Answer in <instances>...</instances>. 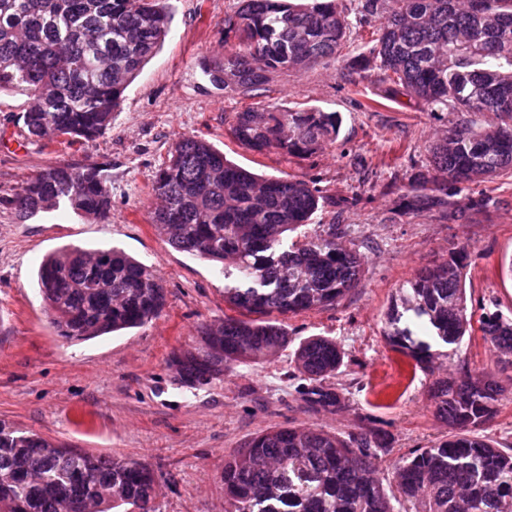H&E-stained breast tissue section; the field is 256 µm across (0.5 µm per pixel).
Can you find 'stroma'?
<instances>
[{"mask_svg":"<svg viewBox=\"0 0 512 512\" xmlns=\"http://www.w3.org/2000/svg\"><path fill=\"white\" fill-rule=\"evenodd\" d=\"M175 16L161 50L124 93L112 128L80 151L27 140L25 98L0 93V196L13 194L47 167L105 166L112 215L101 223L69 210L19 219L0 206V421L66 445L148 464L157 512H224V459L257 432L313 425L330 432L366 428L386 434L378 468L440 438L427 400L432 381L382 337L396 289L420 268L467 250L466 288L473 310L512 309V176L470 186L477 206L449 217L435 208L409 212L407 195L433 178L431 145L464 115L425 111L396 95L377 71L353 68L352 45L302 73L273 74L265 93L248 98L210 82L224 59V17L238 0H173ZM272 111L315 108L340 115L335 143L304 159L261 156L231 134L247 106ZM206 139L235 164L258 174L296 177L327 192L334 205L314 224H338L363 255L365 273L334 307L285 321L291 344L272 358L236 364L195 389L181 387L173 354L198 348L200 328L230 314L224 278L206 261L167 244L150 223L151 183L175 141ZM64 244L116 246L162 278L167 305L159 318L123 333L80 343L56 336L37 285L44 255ZM336 339L345 356L333 382L345 407L306 411L299 400L293 347L305 338ZM482 433L512 442V366Z\"/></svg>","mask_w":512,"mask_h":512,"instance_id":"obj_1","label":"stroma"}]
</instances>
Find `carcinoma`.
I'll use <instances>...</instances> for the list:
<instances>
[{
    "mask_svg": "<svg viewBox=\"0 0 512 512\" xmlns=\"http://www.w3.org/2000/svg\"><path fill=\"white\" fill-rule=\"evenodd\" d=\"M173 18L170 0H0V92L29 97L21 116L26 137L67 148L103 137ZM351 29L361 61L393 93L429 112L469 113L431 146L436 191L512 172V0H357L352 21L336 0H240L224 17V63L208 76L253 96L271 74L303 72L337 54ZM340 124L334 112L247 107L235 113L231 131L252 152L288 159L335 142ZM151 193L157 233L221 267L224 300L240 313L202 327V347L172 359L183 387L277 353L288 344L278 317L335 306L364 271V258L341 241L336 225L310 227L333 198L305 180L251 173L203 138L175 142ZM62 203L108 220L112 185L104 169L58 163L13 197L21 218ZM442 203L417 193L406 208ZM466 268L465 248L448 250L396 289L383 315L386 345L414 372L432 375L453 364L464 338L482 333L487 363L450 370L430 386V406L448 435L382 476L376 460L388 445L378 434L262 430L224 460L225 512H512V445L503 449L477 434L505 392L494 368L512 365V311L474 319ZM38 287L57 336L68 342L142 327L166 302L155 270L114 247L60 248L41 261ZM342 362L332 338L299 343L294 364L308 409H342V393L326 384ZM155 483L144 462L97 456L0 422V512H157Z\"/></svg>",
    "mask_w": 512,
    "mask_h": 512,
    "instance_id": "1",
    "label": "carcinoma"
}]
</instances>
